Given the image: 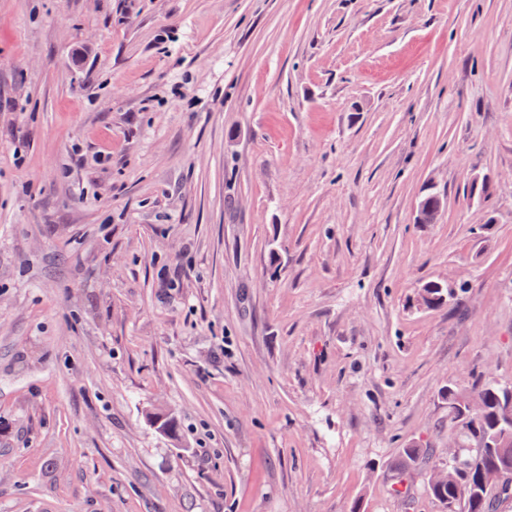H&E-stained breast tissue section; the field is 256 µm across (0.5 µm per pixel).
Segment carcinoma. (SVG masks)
Instances as JSON below:
<instances>
[{"label":"carcinoma","instance_id":"carcinoma-1","mask_svg":"<svg viewBox=\"0 0 512 512\" xmlns=\"http://www.w3.org/2000/svg\"><path fill=\"white\" fill-rule=\"evenodd\" d=\"M439 206L428 193L418 203L417 222L435 223ZM457 289L428 281L420 300L428 309L447 304ZM451 424L463 452L448 460V471L428 481L429 495L442 512H501L512 504V386L480 382L468 393L448 387Z\"/></svg>","mask_w":512,"mask_h":512}]
</instances>
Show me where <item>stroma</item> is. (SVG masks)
Masks as SVG:
<instances>
[{
  "instance_id": "obj_1",
  "label": "stroma",
  "mask_w": 512,
  "mask_h": 512,
  "mask_svg": "<svg viewBox=\"0 0 512 512\" xmlns=\"http://www.w3.org/2000/svg\"><path fill=\"white\" fill-rule=\"evenodd\" d=\"M488 379L512 0H0V512H440ZM457 289L441 281H428L420 289V300L428 309L437 308L447 304L454 297Z\"/></svg>"
}]
</instances>
